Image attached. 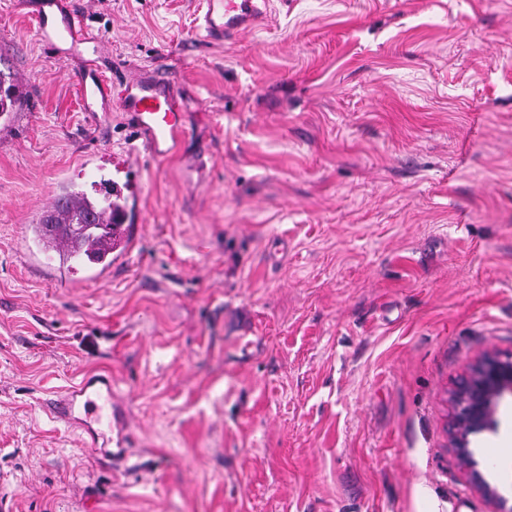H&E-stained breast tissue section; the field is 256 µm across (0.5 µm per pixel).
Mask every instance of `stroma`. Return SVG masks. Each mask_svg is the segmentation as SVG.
Instances as JSON below:
<instances>
[{
    "label": "stroma",
    "mask_w": 512,
    "mask_h": 512,
    "mask_svg": "<svg viewBox=\"0 0 512 512\" xmlns=\"http://www.w3.org/2000/svg\"><path fill=\"white\" fill-rule=\"evenodd\" d=\"M126 67L183 85L143 169L128 265L67 288L28 231L62 185L121 181L91 115L0 0V485L7 512H494L448 448L447 391L512 352V0H276L215 45L203 0H75ZM111 377L104 462L43 402ZM478 460L512 494V397ZM22 98L16 75L9 68H0V117L14 112Z\"/></svg>",
    "instance_id": "35a3bbf8"
}]
</instances>
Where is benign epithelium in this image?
Returning <instances> with one entry per match:
<instances>
[{"label":"benign epithelium","instance_id":"1","mask_svg":"<svg viewBox=\"0 0 512 512\" xmlns=\"http://www.w3.org/2000/svg\"><path fill=\"white\" fill-rule=\"evenodd\" d=\"M507 396H512V353L499 352L475 359L448 393V447L471 487L494 505V512H512V504L486 478L472 443L475 436L497 430L499 406Z\"/></svg>","mask_w":512,"mask_h":512}]
</instances>
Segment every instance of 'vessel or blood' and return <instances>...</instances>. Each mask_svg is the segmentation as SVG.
I'll use <instances>...</instances> for the list:
<instances>
[{"label":"vessel or blood","mask_w":512,"mask_h":512,"mask_svg":"<svg viewBox=\"0 0 512 512\" xmlns=\"http://www.w3.org/2000/svg\"><path fill=\"white\" fill-rule=\"evenodd\" d=\"M38 24L41 41L57 56L82 59L72 78L79 86L89 112L118 109L137 134L143 149L164 159L184 130V90L178 81L158 75H137L113 85L97 74L96 60L102 39L89 31L83 13L72 0H28ZM271 0H206L199 28L206 39L221 41L246 26L266 23ZM115 396L111 378L85 379L45 401V410L56 420L90 431L99 440L102 458L125 455L128 441L118 431L112 406Z\"/></svg>","instance_id":"1"}]
</instances>
